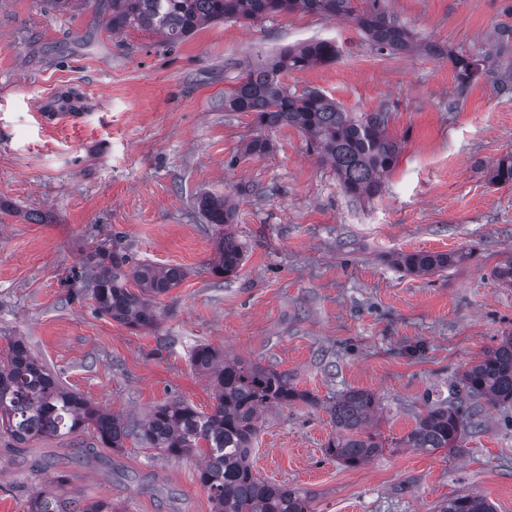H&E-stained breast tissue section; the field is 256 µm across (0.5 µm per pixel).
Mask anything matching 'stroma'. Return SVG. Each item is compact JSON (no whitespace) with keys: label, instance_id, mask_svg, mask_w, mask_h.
<instances>
[{"label":"stroma","instance_id":"1","mask_svg":"<svg viewBox=\"0 0 512 512\" xmlns=\"http://www.w3.org/2000/svg\"><path fill=\"white\" fill-rule=\"evenodd\" d=\"M380 5L436 54L380 52L353 22L301 13L210 23L171 46L140 29L112 34L99 0L66 10L0 0V359L23 337L69 389L138 419L171 399L211 412L212 390L190 364L207 343L288 372L314 396L265 411L252 453L255 475L299 490L311 512H434L467 493L512 512V408L475 402L479 425L457 453L397 445L512 333V287L492 275L512 255V185L489 181L512 153V91L496 76L512 52L463 89L451 62L512 30V0ZM311 39L339 54L284 75L290 91L391 114L401 152L371 201L346 195L295 128L269 131L266 154H245L254 116L224 109L245 70ZM203 193L234 207L246 245L236 275L211 272ZM115 237L136 262L187 272L159 297L153 328L125 326L75 292L85 251ZM416 251L469 258L430 276L391 261ZM350 389L378 397L373 430L386 444L358 467L326 453L329 408ZM200 459L130 439L103 448L88 433L0 442V512H25L55 487L120 512H212Z\"/></svg>","mask_w":512,"mask_h":512}]
</instances>
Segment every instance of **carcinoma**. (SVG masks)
<instances>
[{"instance_id": "carcinoma-1", "label": "carcinoma", "mask_w": 512, "mask_h": 512, "mask_svg": "<svg viewBox=\"0 0 512 512\" xmlns=\"http://www.w3.org/2000/svg\"><path fill=\"white\" fill-rule=\"evenodd\" d=\"M112 11V31L138 28L159 34L174 44L199 27L215 21L254 22L271 14L300 12L354 22L378 51L407 54L432 51L414 34L379 7L359 6L354 0H106ZM338 56L336 43L310 40L271 56L240 78L224 96V111L249 112L261 130L291 126L301 131L317 155L336 171L341 189L357 200L378 195L385 176L396 165L399 143L388 135L390 114L346 112L316 90L300 94L288 91L281 76L315 66L331 64ZM491 54L457 57L456 78L467 86L488 72ZM490 180L512 184V153L499 158L490 170ZM197 205L215 231L217 257L215 276L237 274L245 253L230 230L234 211L226 198L204 194ZM470 257V253L418 251L399 253L394 262L418 275H430ZM186 277L178 266H155L133 261L110 246H97L82 260L74 279L95 309L135 329L153 327L158 321L156 297L177 287ZM134 285L137 291L130 290ZM193 370L213 389L215 404L210 413L198 411L177 399L152 408L138 422L103 411L85 395L64 387L59 378L28 348L23 338L10 337L9 352L0 361V438L17 446L46 436L74 435L93 431L107 448L120 449L128 438L169 457L198 451L203 458L199 482L208 492L213 512H310L300 491L265 481L253 472L252 448L261 414L273 407H286L306 393L297 390L286 372L262 366L209 344L197 346L191 355ZM459 392L468 399L481 398L492 405L512 404V334L467 367L460 377ZM379 408L377 396L352 389L330 407L336 436L326 452L349 467H357L381 453L384 443L368 431ZM467 420L452 407L426 408L413 429L397 442L399 448L435 451L455 450ZM27 512H118L108 501L80 505L55 492L32 497ZM437 512H494L482 494L468 493L447 499Z\"/></svg>"}]
</instances>
